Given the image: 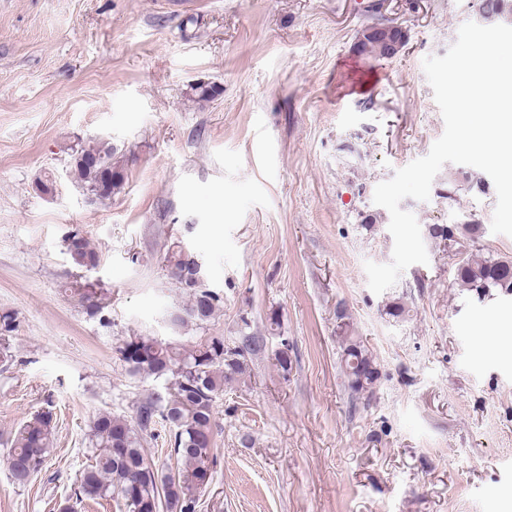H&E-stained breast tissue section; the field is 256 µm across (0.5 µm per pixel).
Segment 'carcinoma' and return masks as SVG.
<instances>
[{"instance_id": "cac0c4a2", "label": "carcinoma", "mask_w": 512, "mask_h": 512, "mask_svg": "<svg viewBox=\"0 0 512 512\" xmlns=\"http://www.w3.org/2000/svg\"><path fill=\"white\" fill-rule=\"evenodd\" d=\"M475 11L479 12L480 25L512 23V0H475ZM70 175L96 200H109L124 183V155L110 138L89 139L74 150ZM63 243L75 268L87 270L100 263L98 250L80 230L67 232ZM183 249L181 240L174 239L163 257L164 271L187 297L182 316L174 321L181 328L208 321L222 303L217 291L188 288L179 279L177 270L184 265ZM455 280L473 296L512 295V259L486 255L477 248L466 255L463 265L456 267ZM66 291L91 317L102 315L107 307L102 295L77 281L69 284ZM13 330L14 317L0 314V362L5 364L12 360L8 337ZM258 350L259 345L251 336L234 348L224 346L221 339L192 349L153 336H136L123 343L119 353L130 371L169 377L170 392L164 400L158 397L141 405L134 424L110 413L97 416L91 426V438L100 452L82 472L76 496H110L125 512H159L162 503L170 512H197L196 493L210 479L214 403L224 391V382L246 371V354ZM341 367L351 393L373 390L379 377L377 364L370 351L352 336L344 337ZM156 416L168 425L173 452L180 463L176 471L163 477L147 462L141 446L140 432L150 427ZM53 434L54 414L50 409L33 414L19 427L7 455L14 484H28L43 469L52 452Z\"/></svg>"}]
</instances>
